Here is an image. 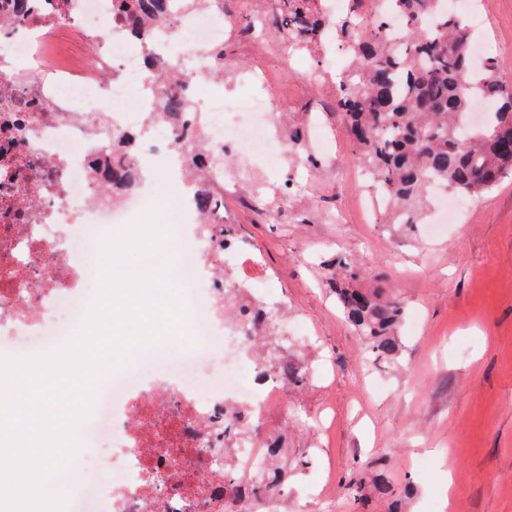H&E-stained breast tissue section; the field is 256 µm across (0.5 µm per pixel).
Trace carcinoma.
I'll use <instances>...</instances> for the list:
<instances>
[{
  "mask_svg": "<svg viewBox=\"0 0 512 512\" xmlns=\"http://www.w3.org/2000/svg\"><path fill=\"white\" fill-rule=\"evenodd\" d=\"M333 18L322 0H274V33L292 51L309 50L332 31L349 53L337 106L343 112L358 158L371 186L385 189L390 202L383 224H415L436 184L455 195L477 196L512 175V82L501 76L502 63L476 65L470 52L466 18L448 11L447 0H391L403 19L392 42L383 18L363 24L357 5ZM172 0H113L112 7L149 45L148 32L169 16ZM480 97L493 104L485 122L473 126L469 102ZM185 113L182 94L166 95L162 116L172 124ZM132 138L112 141V197L136 178L125 160ZM192 201L206 215L219 199L194 183ZM332 292L346 321L371 348L388 361L401 353L397 328L402 301L376 285H359L362 275L351 264L332 263ZM267 362L294 384L304 373L284 366L272 354ZM224 502L233 512H249L239 494L230 457H224Z\"/></svg>",
  "mask_w": 512,
  "mask_h": 512,
  "instance_id": "obj_1",
  "label": "carcinoma"
}]
</instances>
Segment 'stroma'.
<instances>
[{
    "label": "stroma",
    "mask_w": 512,
    "mask_h": 512,
    "mask_svg": "<svg viewBox=\"0 0 512 512\" xmlns=\"http://www.w3.org/2000/svg\"><path fill=\"white\" fill-rule=\"evenodd\" d=\"M474 38L512 81V0H480ZM271 0H224V74L209 96L252 97L240 75H263L264 99L325 150L283 168L255 157L263 187L225 169L224 221L238 252L259 260L299 327L292 354L322 375L273 399L263 418L288 450L280 512H512V176L475 198L438 235L371 215V191L336 110L349 57L332 39L288 57L269 29ZM382 276L405 307L398 365L372 363L327 287L330 259ZM464 342V353L455 345ZM390 486L379 494L374 476Z\"/></svg>",
    "instance_id": "stroma-1"
}]
</instances>
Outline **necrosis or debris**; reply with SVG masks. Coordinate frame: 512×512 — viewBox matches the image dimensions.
I'll return each instance as SVG.
<instances>
[{"instance_id":"1","label":"necrosis or debris","mask_w":512,"mask_h":512,"mask_svg":"<svg viewBox=\"0 0 512 512\" xmlns=\"http://www.w3.org/2000/svg\"><path fill=\"white\" fill-rule=\"evenodd\" d=\"M12 0H0V354L48 351L81 321L99 273V240L149 204L169 206L173 193L138 184L113 201L98 170L112 160V136L132 130L122 104L139 100L144 114L160 112L168 87L145 65L138 38L112 11V0H32L27 18ZM218 5L196 10L175 0L157 30L151 53L195 71L183 75L186 122L156 121L151 152L172 149L174 162L191 164L176 147L205 130L209 162L201 175L224 192L226 155L262 153L278 163L275 115L268 108L237 120L232 99H197L192 90L211 69L210 50L224 30ZM65 28L84 50L64 60L50 45ZM198 232L174 237L176 264L187 275L184 301L196 342L177 360L158 357L155 370L131 360L101 382L91 418L78 430L82 450L60 475L69 512H224V459L232 457L242 489H249L276 445L275 437L225 449L224 430L252 428L262 404L288 386L263 375L240 343L244 324L268 319L275 332L281 313L246 306L224 321V269L198 244ZM109 454L97 473L89 464L100 445Z\"/></svg>"}]
</instances>
